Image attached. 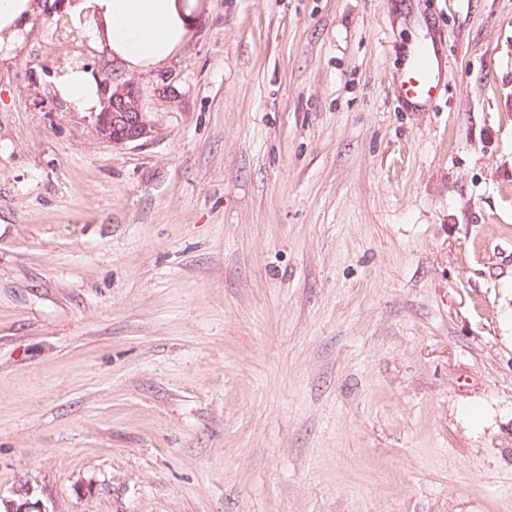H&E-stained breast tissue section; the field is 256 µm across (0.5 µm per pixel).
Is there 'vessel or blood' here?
<instances>
[{
    "mask_svg": "<svg viewBox=\"0 0 512 512\" xmlns=\"http://www.w3.org/2000/svg\"><path fill=\"white\" fill-rule=\"evenodd\" d=\"M442 63L432 41L414 43L398 76L400 98L418 109L428 108L440 91Z\"/></svg>",
    "mask_w": 512,
    "mask_h": 512,
    "instance_id": "vessel-or-blood-1",
    "label": "vessel or blood"
}]
</instances>
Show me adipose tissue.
Returning a JSON list of instances; mask_svg holds the SVG:
<instances>
[{
  "label": "adipose tissue",
  "instance_id": "1",
  "mask_svg": "<svg viewBox=\"0 0 512 512\" xmlns=\"http://www.w3.org/2000/svg\"><path fill=\"white\" fill-rule=\"evenodd\" d=\"M198 0H66L72 17L95 14L101 26L88 45L107 50L131 71L160 67L179 55L194 23ZM56 95L78 111L100 108L101 92L90 73L61 80Z\"/></svg>",
  "mask_w": 512,
  "mask_h": 512
}]
</instances>
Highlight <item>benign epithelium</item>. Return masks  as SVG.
Masks as SVG:
<instances>
[{"label": "benign epithelium", "instance_id": "benign-epithelium-1", "mask_svg": "<svg viewBox=\"0 0 512 512\" xmlns=\"http://www.w3.org/2000/svg\"><path fill=\"white\" fill-rule=\"evenodd\" d=\"M103 82L101 110L90 113L91 128L95 135L112 144L123 147L131 143L147 142L155 134V126L142 108V91L138 83L114 80L113 71L105 69L98 73ZM3 512H42L29 499L26 489H18L14 497H0Z\"/></svg>", "mask_w": 512, "mask_h": 512}]
</instances>
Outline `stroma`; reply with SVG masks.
Wrapping results in <instances>:
<instances>
[{
	"mask_svg": "<svg viewBox=\"0 0 512 512\" xmlns=\"http://www.w3.org/2000/svg\"><path fill=\"white\" fill-rule=\"evenodd\" d=\"M0 54V496L512 512V0H200L115 147ZM439 96L403 105L414 38Z\"/></svg>",
	"mask_w": 512,
	"mask_h": 512,
	"instance_id": "1",
	"label": "stroma"
}]
</instances>
